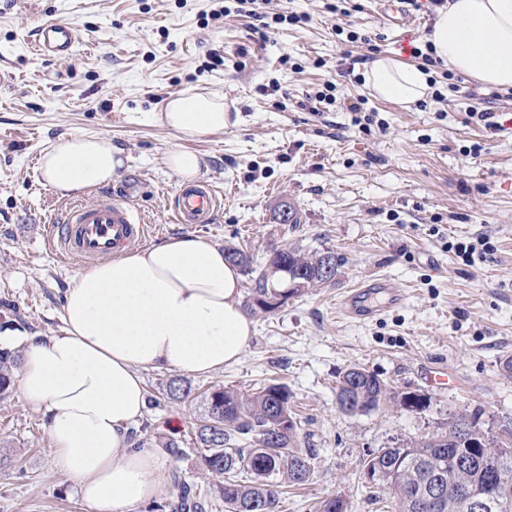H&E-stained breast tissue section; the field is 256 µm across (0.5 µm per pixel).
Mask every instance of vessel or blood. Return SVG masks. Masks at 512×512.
Here are the masks:
<instances>
[{
	"label": "vessel or blood",
	"mask_w": 512,
	"mask_h": 512,
	"mask_svg": "<svg viewBox=\"0 0 512 512\" xmlns=\"http://www.w3.org/2000/svg\"><path fill=\"white\" fill-rule=\"evenodd\" d=\"M35 35L33 48L43 59L61 61L73 57L76 36L69 22H38ZM173 207L180 223L207 224L217 209V201L209 185H182L175 192ZM144 236V219L135 205L126 199L70 204L64 220L53 228V237L61 253L84 264L111 257L119 248L142 242ZM380 293L386 295L391 306L401 304L406 296L391 279L375 277L362 288L346 294L341 301V310L350 318L373 315L376 309L367 305L365 298Z\"/></svg>",
	"instance_id": "1"
}]
</instances>
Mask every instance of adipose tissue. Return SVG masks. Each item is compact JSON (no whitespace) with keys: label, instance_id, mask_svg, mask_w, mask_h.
I'll list each match as a JSON object with an SVG mask.
<instances>
[{"label":"adipose tissue","instance_id":"1","mask_svg":"<svg viewBox=\"0 0 512 512\" xmlns=\"http://www.w3.org/2000/svg\"><path fill=\"white\" fill-rule=\"evenodd\" d=\"M426 41L454 71L512 88V0H449ZM363 78L376 97L404 105L429 90L420 65L390 56L374 59ZM145 118L193 140L223 131L224 97L193 90ZM122 164L104 139L72 135L43 151L39 170L68 196L111 183ZM239 284V270L220 246L174 236L121 251L76 276L64 295L60 331L0 336V345L21 350L19 392L43 414L58 472L77 484L93 512H128L169 487L161 452L129 439L145 417L141 373L205 375L237 362L253 336Z\"/></svg>","mask_w":512,"mask_h":512}]
</instances>
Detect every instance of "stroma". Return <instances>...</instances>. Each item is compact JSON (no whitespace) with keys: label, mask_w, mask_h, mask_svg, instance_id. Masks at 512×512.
<instances>
[{"label":"stroma","mask_w":512,"mask_h":512,"mask_svg":"<svg viewBox=\"0 0 512 512\" xmlns=\"http://www.w3.org/2000/svg\"><path fill=\"white\" fill-rule=\"evenodd\" d=\"M327 0H263L270 15L308 13L306 25L273 26L268 38L252 18H216L212 0H0V69L14 75L0 88V333L47 334L62 326L65 291L82 272L47 241L67 209L38 169L41 151L59 138L92 135L122 152L111 184L85 200H112L135 184L132 200L151 220L149 243L193 234L217 245L237 243L253 254L291 244L330 248L339 260L332 283L306 290L278 310L253 315L255 333L238 362L204 376L194 388L248 391L268 380L287 386L299 424V445L317 451L305 486L282 495L280 512H315L339 495L352 512H391L371 496L363 461L369 453L414 440L474 409L512 420V97L450 76L444 100L425 96L402 106L374 97L350 65L345 31L371 36L376 55L410 61L400 34L373 0H347L350 14L328 12ZM62 19L78 47L49 62L30 51L36 21ZM219 50L223 66L207 70ZM279 81L281 88L269 90ZM340 104L315 110L326 81ZM191 88L223 94L224 132L185 143L143 113ZM365 99L379 124L362 130L348 103ZM491 108L498 129L471 119ZM478 154H471L473 145ZM187 146L206 164L222 206L209 224L172 219L177 178L164 154ZM299 221L277 220L281 205ZM487 237L492 252L472 263L448 245ZM391 278L408 297L369 319L338 309L350 289L374 276ZM447 368L454 386L430 387V365ZM376 373L394 392L428 395L423 411L389 404L362 416L336 406V381L349 366ZM168 369L144 371L157 402L131 440L152 448L173 439L181 455L165 454L171 473L195 486L203 512H224L222 476L209 473L195 432L201 399L173 400ZM0 512H91L76 485L57 473L40 414L19 393L0 400Z\"/></svg>","instance_id":"1"}]
</instances>
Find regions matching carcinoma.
<instances>
[{
    "instance_id": "1",
    "label": "carcinoma",
    "mask_w": 512,
    "mask_h": 512,
    "mask_svg": "<svg viewBox=\"0 0 512 512\" xmlns=\"http://www.w3.org/2000/svg\"><path fill=\"white\" fill-rule=\"evenodd\" d=\"M224 251L252 285L248 306L265 314L309 288L332 282L337 273L336 256L329 249L309 254L285 245L256 257L228 244ZM325 265L331 268L327 276L320 273ZM274 276L287 287L269 286ZM18 361V355L0 350V399L9 395ZM191 392V383L182 378L171 380L166 389L174 400H184ZM391 399L406 409L423 410L429 397L392 393L383 379L359 365L348 367L337 381L336 403L344 414H368ZM203 402L197 441L206 449L205 468L224 476L227 512H279L278 480L302 485L314 473L313 450L298 447L288 389L282 384L247 393L215 388L204 392ZM461 419L452 417L442 429L380 448L363 461L372 488L388 496L393 512H476L463 507L466 494L501 497L512 512V441L492 435L484 447L472 448ZM199 508L192 487L181 484L173 512Z\"/></svg>"
}]
</instances>
